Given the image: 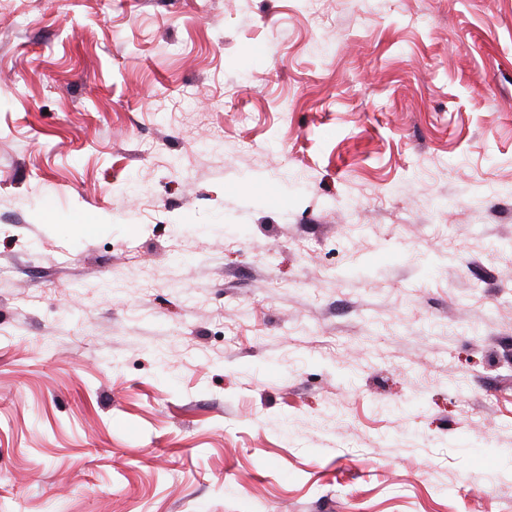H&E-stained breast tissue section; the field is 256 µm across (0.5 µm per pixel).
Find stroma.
Wrapping results in <instances>:
<instances>
[{"instance_id": "obj_1", "label": "stroma", "mask_w": 512, "mask_h": 512, "mask_svg": "<svg viewBox=\"0 0 512 512\" xmlns=\"http://www.w3.org/2000/svg\"><path fill=\"white\" fill-rule=\"evenodd\" d=\"M512 0H0V512H512Z\"/></svg>"}]
</instances>
